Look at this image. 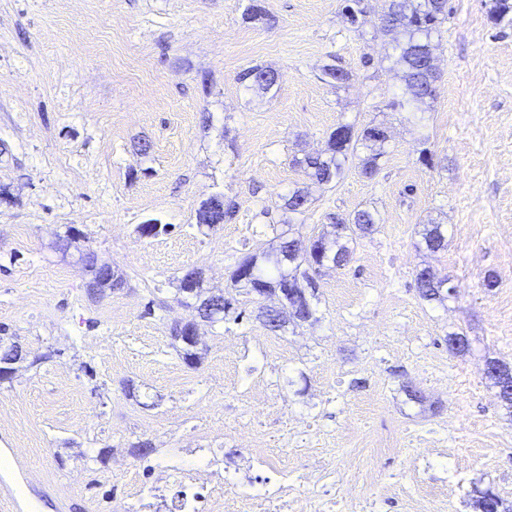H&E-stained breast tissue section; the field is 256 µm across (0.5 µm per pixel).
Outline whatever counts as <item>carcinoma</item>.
<instances>
[{"instance_id":"1","label":"carcinoma","mask_w":512,"mask_h":512,"mask_svg":"<svg viewBox=\"0 0 512 512\" xmlns=\"http://www.w3.org/2000/svg\"><path fill=\"white\" fill-rule=\"evenodd\" d=\"M384 11L386 24L382 29L389 33L400 29L406 36L401 48L397 64L401 67L402 78L405 82L409 98L406 104L414 106L427 98L435 96L434 81L436 72L427 65L428 55L432 53L434 44L432 35L438 32L441 24L448 17V0H386ZM323 76L336 86H343L352 80L350 70L341 65H328L323 69ZM238 80L250 82L261 90L268 91L276 83V73L270 69L253 66L240 72ZM346 131V136L336 139V132H331L327 140L326 155H309L297 161L307 175L319 184H329L339 178L344 170L348 157L356 153L358 146L362 145L370 150L369 155L360 159L361 173L371 178L380 169V160L385 157L384 143L386 139L374 134V128L367 126L356 130L348 124L340 125ZM375 224L373 214L368 210H356L346 218L336 219L333 233L330 236L318 235L310 239V247L304 250H291L293 240L283 236L279 245L271 252H263V263H258L255 255L238 262L231 273V286L244 288L252 285L254 280H263L268 284H281L285 276H294L297 272L307 273L313 268L332 265L341 267L350 261L352 250L349 241L354 235H365L373 231ZM426 248L437 252L447 247V239L440 224L426 225L423 233ZM81 260L86 262L92 274L91 285L101 289H116L122 287L124 279L120 275L112 276V281L101 279L102 266L97 264L92 253L82 255ZM417 288L422 299L427 301L443 300L444 283L448 279L439 278L430 270L422 269L416 274ZM207 300L212 306L199 308L201 320L212 325L221 323L229 313L231 303L224 299L217 301L209 296ZM265 326L272 332L283 328V320L298 326L306 319L288 310V316L276 311L261 312ZM172 335L181 342L180 355L184 362L192 366L197 363V324L187 323L173 327Z\"/></svg>"}]
</instances>
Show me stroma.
<instances>
[{
    "mask_svg": "<svg viewBox=\"0 0 512 512\" xmlns=\"http://www.w3.org/2000/svg\"><path fill=\"white\" fill-rule=\"evenodd\" d=\"M250 3L0 0V327L27 358L0 382V444L28 463L21 493L37 512H53L45 489L68 512H120L153 487L146 512H172L181 485L160 480L164 461L212 448L252 477L231 436L245 430L298 470L335 469L337 496L372 512H472L485 488L512 503V408L483 372L512 364V22L493 23V0H448L436 94L400 112L404 39L381 30L383 0L356 26L343 0H260L259 21ZM332 64L349 85L323 80ZM254 65L276 72L270 90L238 82ZM341 124L387 130L381 168L365 177L353 157L314 184L297 160ZM301 189L307 209L288 212ZM216 193L234 219L197 229ZM358 209L374 230L318 276L314 322L271 332L257 295L228 291L239 319L201 323L200 359L183 361L170 328L196 316L185 270H201L204 293L228 290L272 227L307 240ZM151 220L167 232L140 237ZM427 224L443 225L447 249H427ZM69 226L78 243L62 239ZM88 251L123 289L89 295ZM426 267L455 288L443 302L419 295ZM451 333L468 337L465 354L449 352ZM254 366L269 403L239 386ZM306 432L313 451L294 456ZM144 440L141 459L131 446ZM93 448L125 470L87 467ZM385 483L416 485L421 509Z\"/></svg>",
    "mask_w": 512,
    "mask_h": 512,
    "instance_id": "stroma-1",
    "label": "stroma"
}]
</instances>
